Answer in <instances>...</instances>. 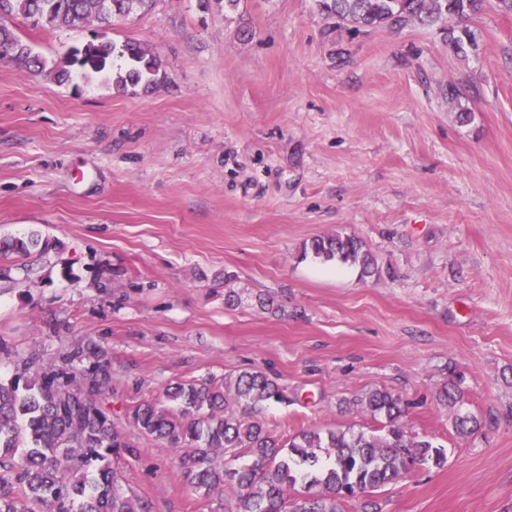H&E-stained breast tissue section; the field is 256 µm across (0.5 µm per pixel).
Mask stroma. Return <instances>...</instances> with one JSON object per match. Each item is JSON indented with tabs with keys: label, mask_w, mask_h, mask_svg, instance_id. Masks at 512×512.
Masks as SVG:
<instances>
[{
	"label": "stroma",
	"mask_w": 512,
	"mask_h": 512,
	"mask_svg": "<svg viewBox=\"0 0 512 512\" xmlns=\"http://www.w3.org/2000/svg\"><path fill=\"white\" fill-rule=\"evenodd\" d=\"M451 24L476 48L355 33L314 0H153L106 32L160 61L152 88L0 61V238L49 243L0 260V379L101 347V404L141 450L123 484L153 512L234 495L195 491L133 408L254 368L287 390L260 415L284 440L378 430L357 403L374 390L408 401L406 429L447 461L376 494L382 512H512V13L488 0ZM14 25L50 62L94 32ZM336 232L380 275L304 252ZM452 367L464 411L496 419L465 440L435 399Z\"/></svg>",
	"instance_id": "obj_1"
}]
</instances>
